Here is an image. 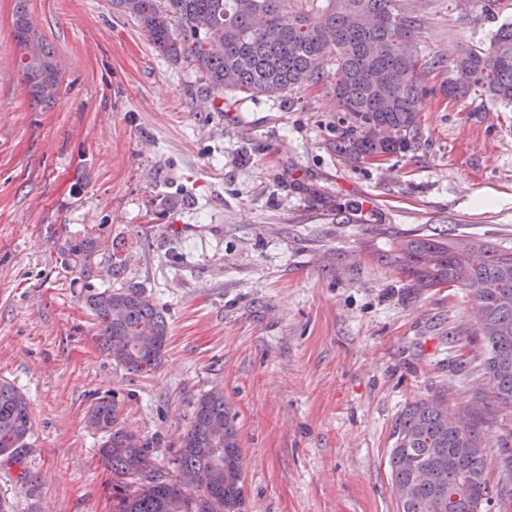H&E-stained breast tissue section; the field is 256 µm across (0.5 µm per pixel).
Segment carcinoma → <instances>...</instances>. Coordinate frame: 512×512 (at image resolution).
<instances>
[{"label": "carcinoma", "instance_id": "1", "mask_svg": "<svg viewBox=\"0 0 512 512\" xmlns=\"http://www.w3.org/2000/svg\"><path fill=\"white\" fill-rule=\"evenodd\" d=\"M28 0H15L13 27L23 81L32 100L48 106L59 94L56 57L33 24ZM295 0H112L135 18L153 44L174 63L196 67L211 88L285 97L304 86L332 81L344 115L336 127L340 149L355 159L383 160L420 143L433 63L418 55L421 19L416 0H324L321 13ZM336 66L331 73L330 66ZM458 67L468 84H451ZM452 98L481 93L512 106V22L502 23L486 45L458 46L448 63ZM96 242L72 241L64 263L83 287L101 273ZM395 262L418 288H462L476 305L471 335L482 347L483 408L512 414V247L470 241L415 238L400 243ZM101 325L103 349L128 369L157 367L168 325L139 285L87 295ZM149 336V346L141 342ZM90 426L112 471L116 512H202L203 498L188 488L203 467L219 463L216 489L224 512H243L240 443L234 417L218 390L200 397L176 458L180 479L170 481L149 462V446L125 430L113 400L97 403ZM32 431L27 397L0 382V456L18 461ZM390 451L397 512H489L493 500L483 460L481 430L472 413L453 415L442 398L408 403L399 415Z\"/></svg>", "mask_w": 512, "mask_h": 512}]
</instances>
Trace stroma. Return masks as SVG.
<instances>
[{"mask_svg":"<svg viewBox=\"0 0 512 512\" xmlns=\"http://www.w3.org/2000/svg\"><path fill=\"white\" fill-rule=\"evenodd\" d=\"M420 52L438 60L421 145L384 161L336 146L331 83L291 98L209 89L171 64L110 0H28L61 62L60 95L33 107L0 0V381L33 433L0 462L10 512H114L88 425L98 398L172 478L198 399L236 415L245 512H396L389 453L414 400L452 413L480 395L461 288H418L391 262L417 235L512 247V107L453 99L446 63L512 22L479 0H420ZM116 260L99 288L142 285L168 322L161 364L134 372L102 350L87 289L63 264L73 237ZM491 512H512L501 429L481 419Z\"/></svg>","mask_w":512,"mask_h":512,"instance_id":"1","label":"stroma"}]
</instances>
